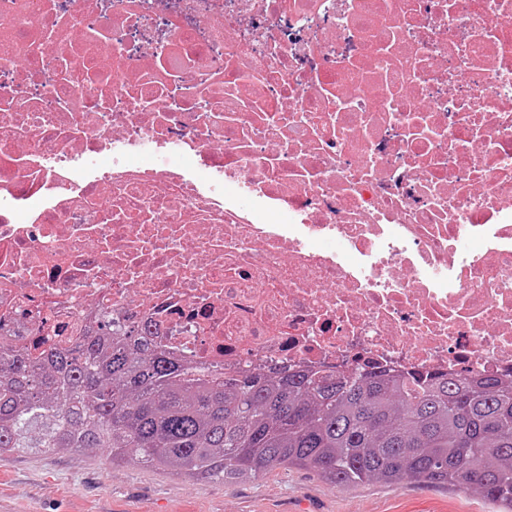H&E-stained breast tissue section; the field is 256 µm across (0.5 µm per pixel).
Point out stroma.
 I'll list each match as a JSON object with an SVG mask.
<instances>
[{
	"label": "stroma",
	"instance_id": "obj_1",
	"mask_svg": "<svg viewBox=\"0 0 512 512\" xmlns=\"http://www.w3.org/2000/svg\"><path fill=\"white\" fill-rule=\"evenodd\" d=\"M0 512H495L475 492L412 483L336 486L310 468L234 484L113 465L108 453L0 457Z\"/></svg>",
	"mask_w": 512,
	"mask_h": 512
}]
</instances>
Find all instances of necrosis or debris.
Here are the masks:
<instances>
[{
    "mask_svg": "<svg viewBox=\"0 0 512 512\" xmlns=\"http://www.w3.org/2000/svg\"><path fill=\"white\" fill-rule=\"evenodd\" d=\"M106 320L512 373V0H0V341Z\"/></svg>",
    "mask_w": 512,
    "mask_h": 512,
    "instance_id": "4bbe7bcc",
    "label": "necrosis or debris"
}]
</instances>
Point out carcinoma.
<instances>
[{"mask_svg": "<svg viewBox=\"0 0 512 512\" xmlns=\"http://www.w3.org/2000/svg\"><path fill=\"white\" fill-rule=\"evenodd\" d=\"M107 322L66 350L0 345V455L106 448L114 465L236 483L311 467L326 482L475 490L512 512V379L211 371Z\"/></svg>", "mask_w": 512, "mask_h": 512, "instance_id": "cac0c4a2", "label": "carcinoma"}]
</instances>
